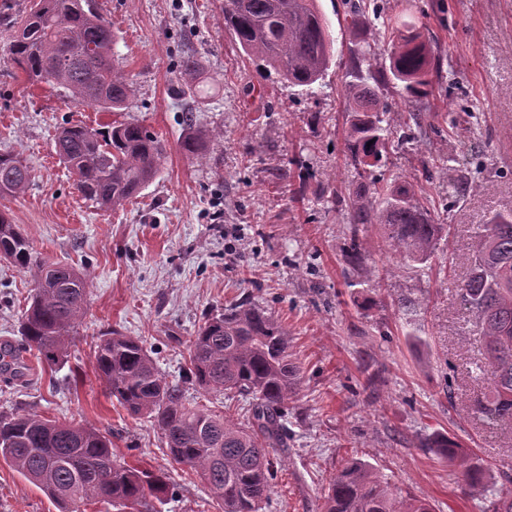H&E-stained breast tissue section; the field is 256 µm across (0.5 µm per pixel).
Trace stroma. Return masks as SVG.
I'll list each match as a JSON object with an SVG mask.
<instances>
[{
    "mask_svg": "<svg viewBox=\"0 0 512 512\" xmlns=\"http://www.w3.org/2000/svg\"><path fill=\"white\" fill-rule=\"evenodd\" d=\"M334 40L323 80L291 87L248 58L224 29V0H95L116 33V63L135 90L127 112H100L63 91L33 85L7 59L0 25V153L19 156L32 181L0 198L41 257L87 274V312L66 365L29 360L21 379L0 374V413L29 411L110 435L113 452L165 473L173 494L161 512H221L196 473L175 464L151 418L130 415L99 378L94 345L117 330L143 341L168 379H179L204 314L251 298L287 326L300 368L288 404V444L261 512H321L332 475L367 462L435 512H486L512 498V427L469 414L487 384L481 338L460 309L454 282L490 211L512 206V0H389L387 18L421 27L440 61L432 90L396 110L420 113V146L391 149L374 177L423 182L448 232L424 268L394 256L379 225L351 231L341 200L358 180L347 152L350 71L385 28L372 13L350 19L346 0H319ZM196 58L201 95L175 91L182 56ZM136 120L164 139L155 180L131 202L101 210L76 190L55 153L58 127ZM207 133L205 160L182 147ZM313 172L306 187L291 160ZM474 184H454L468 162ZM358 240L365 262L345 255ZM29 273L0 262V343L19 345ZM416 301L413 313L400 302ZM440 431L485 469L486 492L462 487L459 468L423 448ZM0 512H57L35 485L0 463Z\"/></svg>",
    "mask_w": 512,
    "mask_h": 512,
    "instance_id": "obj_1",
    "label": "stroma"
}]
</instances>
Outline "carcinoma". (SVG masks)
I'll return each instance as SVG.
<instances>
[{
	"label": "carcinoma",
	"mask_w": 512,
	"mask_h": 512,
	"mask_svg": "<svg viewBox=\"0 0 512 512\" xmlns=\"http://www.w3.org/2000/svg\"><path fill=\"white\" fill-rule=\"evenodd\" d=\"M10 25V62L33 84L64 89L78 105L99 112L132 107V83L112 58V24L94 0H0V24ZM224 29L243 52L273 68L292 87L322 80L333 54V39L317 0H224ZM389 66L377 68L375 50L354 67L348 85L353 107L347 150L355 167H377L387 155L389 136L398 133L401 113L379 97V84L398 81L410 96L426 94L440 65L416 28L391 27ZM199 64L181 61L177 90L198 91ZM60 160L75 175L82 197L99 208L116 209L137 198L157 177L167 149L164 140L132 120L99 128L61 127L55 137ZM32 181V170L13 154H0V195L17 196ZM351 224H378L391 249L423 264L434 254L446 225L435 223L403 181L387 191L361 176L346 200ZM0 256L32 273L35 288L25 310L21 347H0V367L14 377L27 369V356L50 368L67 361L70 344L85 314L86 275L47 263L29 238L0 209ZM460 305L483 342L488 386L471 407L489 425L512 424V207L492 212L472 243V259L456 284ZM288 328L245 298L224 312L204 317L188 350L179 380L167 379L143 343L119 332L96 342L97 373L112 397L133 416H151L171 459L193 470L222 512H259L270 498L274 453L286 445L288 401L299 369L288 359ZM249 403L247 423L202 409L187 397L186 385ZM424 447L463 465L466 489L484 488V471L461 446L440 434ZM0 462L43 491L59 512H87L108 504L118 512H159L172 493L167 477L131 465L112 452V440L94 427L61 424L34 412L0 415ZM323 512H432L425 500L402 498L389 482L359 459L330 479Z\"/></svg>",
	"instance_id": "1"
}]
</instances>
